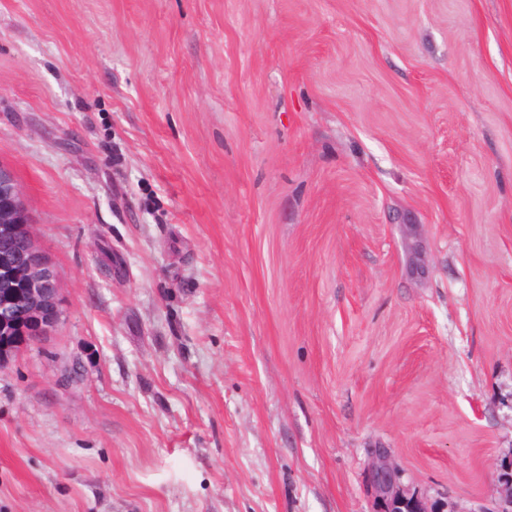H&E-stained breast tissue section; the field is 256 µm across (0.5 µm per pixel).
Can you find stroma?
<instances>
[{
    "instance_id": "stroma-1",
    "label": "stroma",
    "mask_w": 512,
    "mask_h": 512,
    "mask_svg": "<svg viewBox=\"0 0 512 512\" xmlns=\"http://www.w3.org/2000/svg\"><path fill=\"white\" fill-rule=\"evenodd\" d=\"M62 285L0 512H459L512 458V0H0ZM366 483L373 496V512H454L448 501H430L416 488L406 485L399 465L387 448H373Z\"/></svg>"
}]
</instances>
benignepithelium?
Masks as SVG:
<instances>
[{"label": "benign epithelium", "mask_w": 512, "mask_h": 512, "mask_svg": "<svg viewBox=\"0 0 512 512\" xmlns=\"http://www.w3.org/2000/svg\"><path fill=\"white\" fill-rule=\"evenodd\" d=\"M62 317L61 286L52 260L37 244L14 172L0 164V366L50 335ZM503 495L496 512H512V459L501 465ZM366 483L373 512H454L403 482L386 448L371 450Z\"/></svg>", "instance_id": "7a95c632"}]
</instances>
